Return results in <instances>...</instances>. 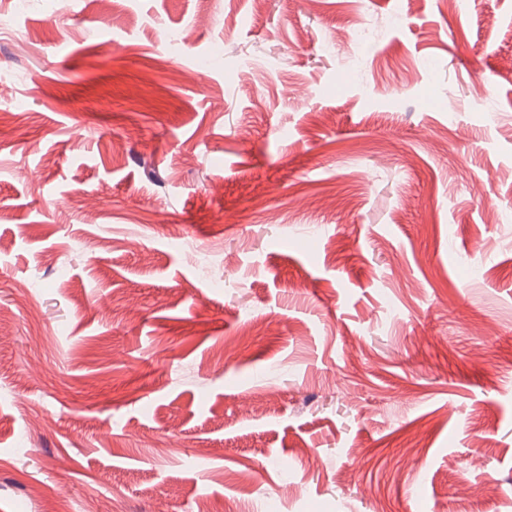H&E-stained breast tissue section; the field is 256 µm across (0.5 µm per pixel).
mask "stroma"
<instances>
[{
	"instance_id": "35a3bbf8",
	"label": "stroma",
	"mask_w": 512,
	"mask_h": 512,
	"mask_svg": "<svg viewBox=\"0 0 512 512\" xmlns=\"http://www.w3.org/2000/svg\"><path fill=\"white\" fill-rule=\"evenodd\" d=\"M0 18V512H512V0Z\"/></svg>"
}]
</instances>
